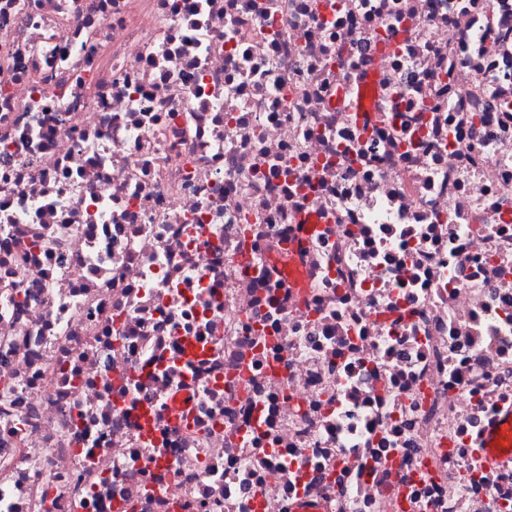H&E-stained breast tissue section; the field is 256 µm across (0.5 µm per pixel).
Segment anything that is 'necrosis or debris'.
<instances>
[{
    "mask_svg": "<svg viewBox=\"0 0 512 512\" xmlns=\"http://www.w3.org/2000/svg\"><path fill=\"white\" fill-rule=\"evenodd\" d=\"M511 406L512 0H0V512H504Z\"/></svg>",
    "mask_w": 512,
    "mask_h": 512,
    "instance_id": "necrosis-or-debris-1",
    "label": "necrosis or debris"
}]
</instances>
